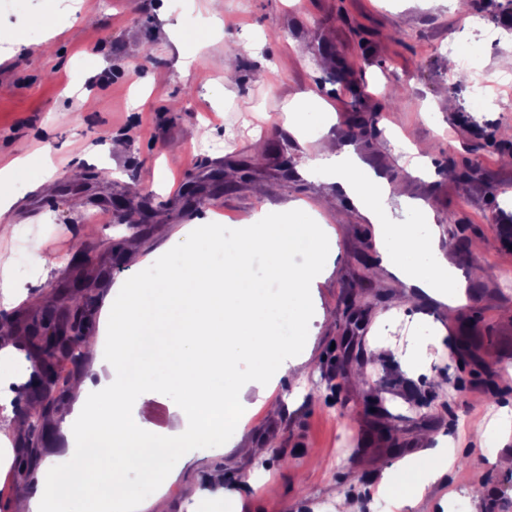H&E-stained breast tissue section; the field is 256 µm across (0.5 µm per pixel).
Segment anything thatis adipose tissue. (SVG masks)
Returning a JSON list of instances; mask_svg holds the SVG:
<instances>
[{
	"label": "adipose tissue",
	"instance_id": "adipose-tissue-1",
	"mask_svg": "<svg viewBox=\"0 0 512 512\" xmlns=\"http://www.w3.org/2000/svg\"><path fill=\"white\" fill-rule=\"evenodd\" d=\"M284 110L289 129L302 139L308 136L310 115L320 117L323 127L331 125L326 103L310 93L290 99ZM309 165L336 179L359 214L374 225L382 264L403 287L447 299L448 261L437 239L420 231L421 225L434 223L432 210H415L410 225L400 220L398 196L359 165L349 147L325 141ZM287 214L284 222L240 225L224 241L223 262H215L209 251L191 249L161 280L118 283L122 302L107 310L112 359L80 386L81 392L99 393L111 409L80 426L64 425L62 453L77 455V463L69 468L44 464L36 491L20 512H41L49 503L61 508L87 490L107 503L120 501L125 492L120 467L135 465L141 480L152 485L166 477L167 462L182 449L203 448L238 431L240 360L252 362L250 382L260 389L269 375L285 373V350L307 346L308 337L300 331L280 336L277 321L303 318L309 290L333 252L305 204L289 203ZM303 248L312 261L299 266L291 257ZM260 254L268 259L267 277L277 291L253 276V261ZM152 384L180 398L173 425L163 433L126 414L127 404ZM107 461L115 463V470L95 480L93 465ZM445 471L444 456L436 449L427 452L419 469L400 466L394 482L397 512H414Z\"/></svg>",
	"mask_w": 512,
	"mask_h": 512
}]
</instances>
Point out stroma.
I'll list each match as a JSON object with an SVG mask.
<instances>
[{
	"label": "stroma",
	"mask_w": 512,
	"mask_h": 512,
	"mask_svg": "<svg viewBox=\"0 0 512 512\" xmlns=\"http://www.w3.org/2000/svg\"><path fill=\"white\" fill-rule=\"evenodd\" d=\"M25 0L0 14V169L25 159L11 182L16 202L0 220V267L12 274L13 299L0 303V350L8 348V318L34 314L53 299V287L77 272L86 254L93 279V342L86 369L108 362L106 306L119 304L115 285L149 277L179 263L185 246L199 245L196 227L212 237L235 234L264 214L279 220L294 201L308 204L331 235L335 257L316 282L303 322L310 334L303 378L272 381L268 403L247 396L242 439L189 448L169 464L159 489L169 512H338L334 493L357 512H394L380 494L385 470L414 463L425 450L446 448V474L414 512H512V469L501 464L512 442L490 448L477 430L492 428L501 409L512 411V249H503L492 222L512 205V162L497 138L512 128V77L501 60L511 54L469 37L472 14L456 0ZM224 27H210L212 11ZM50 18L46 30L42 18ZM473 54L475 73L456 85L448 45ZM192 56L183 67L184 56ZM73 95H65V88ZM332 96L331 136L346 141L357 117L375 130L351 141L367 168L403 187L435 213L434 231L459 238L449 264L468 297L449 306L420 291L397 294L381 266L374 227L322 174L289 132L283 104L299 94ZM400 93L399 107L389 99ZM89 96L92 109L81 105ZM402 136L428 159L429 176L378 144ZM266 145L253 161L254 139ZM474 166L473 180L448 175L445 164ZM225 172L230 189L215 193ZM52 177L54 191L36 185ZM195 188L203 203L184 207L175 180ZM140 193L126 210L113 199ZM128 197V196H127ZM168 237L134 238L125 216L142 207ZM27 236L26 267L15 257ZM123 244L124 259L111 261ZM445 330L418 362L406 359L413 339ZM386 352L372 349L374 340ZM82 375L59 370L60 401L43 440V459L58 455L64 419L81 423L107 405L80 396ZM381 410L366 412L367 402ZM279 406L270 413L269 403ZM249 478L248 496L237 482Z\"/></svg>",
	"instance_id": "stroma-1"
}]
</instances>
